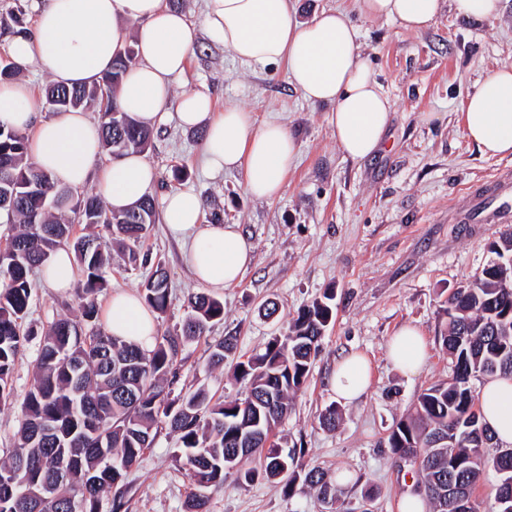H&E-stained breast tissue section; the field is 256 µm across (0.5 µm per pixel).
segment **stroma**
I'll return each mask as SVG.
<instances>
[{"label": "stroma", "mask_w": 512, "mask_h": 512, "mask_svg": "<svg viewBox=\"0 0 512 512\" xmlns=\"http://www.w3.org/2000/svg\"><path fill=\"white\" fill-rule=\"evenodd\" d=\"M297 5L304 20L329 8L348 13L394 116L375 155L348 159L328 126L327 106L302 99L287 84L284 65L247 66L200 35L176 89L210 95L219 111L238 106L258 125L284 124L300 156L280 197L257 200L245 189L243 171L205 169L203 131L173 121L154 128L145 154L157 175L151 197L158 201L173 191H193L203 202L204 223L217 218L240 225L254 245L242 281L219 293L223 320L183 348L176 389L184 394L202 389L226 401L239 397L244 385L234 377V362L263 351L273 337L287 333L298 310L331 294L332 319L320 351L276 436L296 449L300 464L342 478L339 501L325 504L302 482L286 494L269 483L229 479L211 491L210 509L399 512L400 499L417 476L412 467L394 465L389 432L423 389L451 376L439 341L446 301L491 261V242L512 233V223L463 222L456 207L459 199L481 198L492 181L512 172L511 156L482 154L458 128L468 94L497 67L512 65V0H502L499 17L481 22L445 5L421 32L365 16L356 0H297ZM138 251L167 271L171 305L157 317L156 328L161 334L174 330L186 315L187 294L206 287L193 278L163 221L153 224ZM147 273L130 265L126 253L113 251L99 306L116 291H137ZM31 281L29 323L45 326L59 316H77L73 293L55 291L36 274ZM269 300L279 304L271 317L262 311ZM404 325L417 328L426 345L427 359L413 374L395 369L388 356L390 337ZM227 336L237 339L232 360L210 367V345ZM350 351L369 359L372 386L358 403L340 406L329 377ZM332 406L340 420L329 429L320 416ZM176 443L175 434L160 430L131 470L128 512H184L193 484L173 458Z\"/></svg>", "instance_id": "1"}]
</instances>
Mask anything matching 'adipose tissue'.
<instances>
[{
    "label": "adipose tissue",
    "instance_id": "adipose-tissue-1",
    "mask_svg": "<svg viewBox=\"0 0 512 512\" xmlns=\"http://www.w3.org/2000/svg\"><path fill=\"white\" fill-rule=\"evenodd\" d=\"M369 17L399 21L411 31L428 28L444 0H359ZM254 68L284 64L290 86L312 103L328 106V124L348 158L378 151L393 118V105L361 54L358 32L347 14L324 9L300 20L292 0H204L203 21L191 23L166 0H44L32 28L12 37L10 55L19 67L35 65L53 82L69 87L101 83L112 60L134 48L135 62L114 92L117 107L144 125L176 112L182 126L203 129L206 165L215 171L243 170L255 199L279 196L298 157V143L280 123L255 125L250 113L228 105L214 113L210 97L175 93L199 29ZM28 83L21 78L0 87V123L32 131L28 153L58 185L79 189L95 182L98 196L114 211L145 197L156 180L143 154L131 152L101 163L100 125L74 109L43 120ZM461 132L483 154L512 155V66L491 72L462 107ZM203 204L190 191L168 194L163 220L182 240L197 281L220 290L240 282L253 262V245L238 225L206 224ZM103 319L109 334L153 347L156 322L136 294L114 293ZM389 357L402 372L415 373L426 358L419 331L400 327L388 343ZM372 369L362 354L340 359L330 377L338 403L359 401L371 385ZM479 406L484 422L503 447L512 446V374L483 384Z\"/></svg>",
    "mask_w": 512,
    "mask_h": 512
}]
</instances>
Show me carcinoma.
<instances>
[{"instance_id": "1", "label": "carcinoma", "mask_w": 512, "mask_h": 512, "mask_svg": "<svg viewBox=\"0 0 512 512\" xmlns=\"http://www.w3.org/2000/svg\"><path fill=\"white\" fill-rule=\"evenodd\" d=\"M133 52L115 59L103 84L92 87L49 85L45 102L65 112L88 104L104 107L102 148L117 158L144 151L151 131L121 112L112 96ZM28 138L0 126V211L12 224L0 249V405L14 398L13 371L24 345L39 336L40 350L33 383L21 404V420L8 461L0 465V512H100L102 495H110V512H127L129 471L141 461L163 423L177 433L176 460L189 471L195 486L186 512H210L208 490L232 476L242 484L271 482L288 493L301 480L334 503L341 490L324 473L305 469L296 449L272 440L291 412L290 395L303 388L311 357L319 347L331 316V296L298 312L284 336L268 342L265 351L235 365L245 383L244 396L212 401L198 390L174 395L179 380L178 357L186 342L202 336L224 317V304L209 294H191L189 314L181 329L155 338L149 352L118 336L96 329L97 296L106 288L103 269L111 242L128 250L137 263L136 243L156 221L154 199L146 196L115 212L100 198L84 195L71 207L86 233L71 239V225L58 214L67 190L55 185L26 162ZM71 249L83 271L75 289L79 316L59 317L47 327L22 329L30 301V273L59 247ZM496 258L465 286L448 297L442 347L453 363L452 378L424 389L414 411L388 435L394 458L413 456L422 473L423 497L434 512H458V496L471 500L486 468L503 475L495 488L490 512H502L505 482L512 481V448H501L481 428L477 376L512 374V234L490 245ZM140 298L162 315L170 305L167 274L156 264L141 282ZM94 328L87 334L85 328ZM234 348L229 336L213 345L210 363L224 365ZM448 437V447L434 445ZM493 448L490 454L487 449Z\"/></svg>"}]
</instances>
